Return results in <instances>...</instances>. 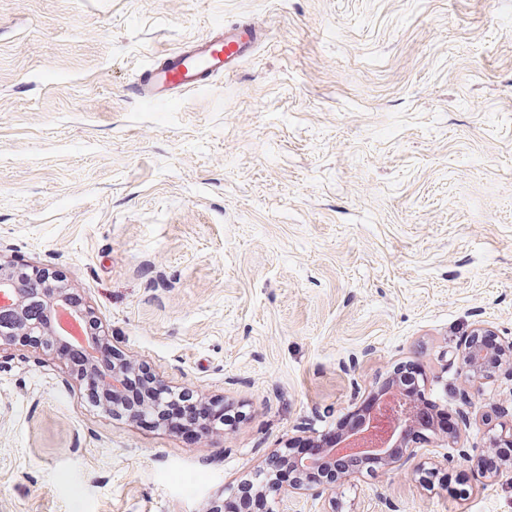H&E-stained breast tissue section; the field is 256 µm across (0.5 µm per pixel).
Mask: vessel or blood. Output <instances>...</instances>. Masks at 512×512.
<instances>
[{
    "label": "vessel or blood",
    "mask_w": 512,
    "mask_h": 512,
    "mask_svg": "<svg viewBox=\"0 0 512 512\" xmlns=\"http://www.w3.org/2000/svg\"><path fill=\"white\" fill-rule=\"evenodd\" d=\"M267 40V29L249 20L217 25L160 55L140 71L128 93L147 105L176 101L233 75Z\"/></svg>",
    "instance_id": "obj_1"
}]
</instances>
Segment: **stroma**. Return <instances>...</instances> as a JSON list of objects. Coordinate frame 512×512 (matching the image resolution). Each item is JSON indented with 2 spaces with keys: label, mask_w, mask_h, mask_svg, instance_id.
<instances>
[{
  "label": "stroma",
  "mask_w": 512,
  "mask_h": 512,
  "mask_svg": "<svg viewBox=\"0 0 512 512\" xmlns=\"http://www.w3.org/2000/svg\"><path fill=\"white\" fill-rule=\"evenodd\" d=\"M269 42L206 91L127 94L214 24ZM0 259L64 274L115 351L247 405L187 442L93 406L56 356L0 354V512H210L395 368L455 434L349 470L337 512H512L478 477L512 423V0H0ZM486 337L496 340L494 352L498 357L499 365L503 362L512 364V341H499L488 326H476L464 342L459 344L454 353V358L459 363L460 374L465 382L481 383L489 373L485 368V361L491 350L482 341Z\"/></svg>",
  "instance_id": "obj_1"
}]
</instances>
